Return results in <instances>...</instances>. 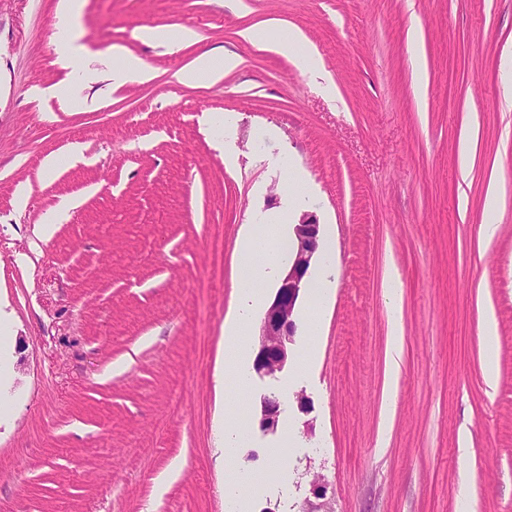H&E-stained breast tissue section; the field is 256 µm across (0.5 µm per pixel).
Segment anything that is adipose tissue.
<instances>
[{"mask_svg": "<svg viewBox=\"0 0 512 512\" xmlns=\"http://www.w3.org/2000/svg\"><path fill=\"white\" fill-rule=\"evenodd\" d=\"M240 65L239 57L231 52L211 51L192 65L181 69L176 79L186 85L215 84ZM288 250V239L280 225L266 227L263 240L246 238L240 252L242 275L237 283L239 313L224 329V372L230 375L239 389H246L245 366L249 349L244 341L252 314L265 299L264 288L277 273L282 253Z\"/></svg>", "mask_w": 512, "mask_h": 512, "instance_id": "obj_1", "label": "adipose tissue"}]
</instances>
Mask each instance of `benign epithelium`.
<instances>
[{
  "instance_id": "benign-epithelium-1",
  "label": "benign epithelium",
  "mask_w": 512,
  "mask_h": 512,
  "mask_svg": "<svg viewBox=\"0 0 512 512\" xmlns=\"http://www.w3.org/2000/svg\"><path fill=\"white\" fill-rule=\"evenodd\" d=\"M288 265L277 280L274 297L266 308L259 328L253 370L261 377L274 378L282 372L291 355L296 336V309L309 288V270L323 254L321 224L317 216L301 212L288 231ZM280 401L263 396L260 401V427L266 432L277 430L280 422ZM315 500L304 499L300 512H327V482L315 475L311 482Z\"/></svg>"
}]
</instances>
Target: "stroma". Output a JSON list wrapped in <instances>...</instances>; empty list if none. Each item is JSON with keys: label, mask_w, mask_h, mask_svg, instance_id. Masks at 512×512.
I'll return each mask as SVG.
<instances>
[{"label": "stroma", "mask_w": 512, "mask_h": 512, "mask_svg": "<svg viewBox=\"0 0 512 512\" xmlns=\"http://www.w3.org/2000/svg\"><path fill=\"white\" fill-rule=\"evenodd\" d=\"M59 0H0V307L11 379L0 387V512H225L226 408L249 432L233 462L265 476L252 512H298L314 475L332 512H512V0H82L58 62ZM420 23L427 74L408 42ZM262 28L260 48L240 30ZM145 27H184L176 48ZM301 31L335 87L269 51ZM154 72L113 89V46ZM213 49L241 64L209 86L174 75ZM82 100L65 106L63 95ZM224 122L223 150L207 117ZM473 144L468 172L459 145ZM60 159L42 175L47 157ZM308 182L338 272L316 364L217 387L239 253L260 216L291 224L287 165ZM503 172L499 215L485 206ZM498 220L487 244L479 227ZM54 223L47 241L39 225ZM223 227V259L207 247ZM401 273L396 300L382 287ZM498 382L483 379V309ZM404 336L397 403L380 439L391 315ZM305 392L310 407L293 398ZM279 396L277 431L256 417ZM295 442L283 447L286 434ZM283 448L287 467L270 449ZM179 478L157 481L175 461ZM57 53L59 60L63 65L72 70L80 79L85 77V71L82 66L81 60L75 52L72 42L66 37L62 36L57 42Z\"/></svg>", "instance_id": "35a3bbf8"}]
</instances>
